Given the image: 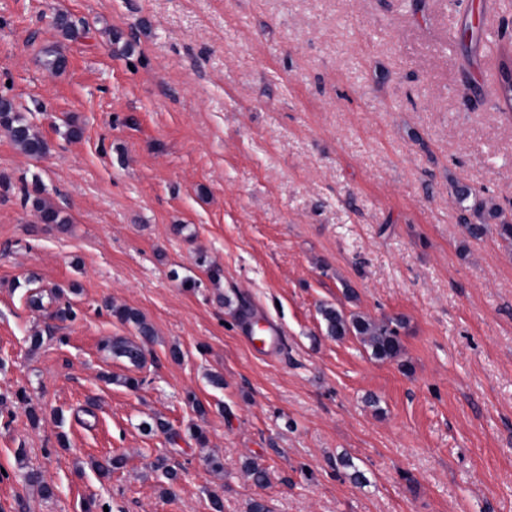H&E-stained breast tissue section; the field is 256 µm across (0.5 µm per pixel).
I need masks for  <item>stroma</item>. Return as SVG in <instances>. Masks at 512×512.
<instances>
[{"instance_id":"35a3bbf8","label":"stroma","mask_w":512,"mask_h":512,"mask_svg":"<svg viewBox=\"0 0 512 512\" xmlns=\"http://www.w3.org/2000/svg\"><path fill=\"white\" fill-rule=\"evenodd\" d=\"M473 6L464 45L453 0H0V96L49 147L0 130V512H512V252L451 187L512 218V0ZM324 305L402 320L401 355ZM115 306L156 331L136 390ZM455 195L460 203L470 198L474 199L472 206L463 208L464 212H470L469 216L462 215V227L470 238H481L486 233L489 222L497 221L495 223L497 234L511 250L512 223L506 219L501 206L486 199H478L476 190L467 184L457 183L455 185ZM470 217L475 218L477 222L472 221ZM320 312L328 336L341 339L353 333L379 360L395 358L401 353L399 328L402 323L399 320H375L362 315H352L348 319L333 306H324Z\"/></svg>"}]
</instances>
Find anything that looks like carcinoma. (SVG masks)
Listing matches in <instances>:
<instances>
[{
  "instance_id": "obj_1",
  "label": "carcinoma",
  "mask_w": 512,
  "mask_h": 512,
  "mask_svg": "<svg viewBox=\"0 0 512 512\" xmlns=\"http://www.w3.org/2000/svg\"><path fill=\"white\" fill-rule=\"evenodd\" d=\"M0 129L5 131L13 143L28 156L40 157L48 149L43 136L16 111L12 101L5 97H0ZM455 195L460 202L474 199L473 205L463 208L465 214L462 215V227L469 237L481 238L486 233L489 222L494 221L498 236L512 248V223L506 219L501 206L478 198L476 190L467 184H456ZM32 205L42 222L47 221L58 227L69 223V218L62 215L61 210L44 199L36 198ZM112 312L120 321L133 325L136 336L114 337L105 341L103 346L112 351L113 355L122 357L131 365L138 367L145 360V344L152 340L155 330L134 308L114 306ZM321 315L326 323L327 335L341 339L352 333L360 338L376 359H391L401 353V322L398 320H375L362 315L347 317L333 306L322 307Z\"/></svg>"
}]
</instances>
